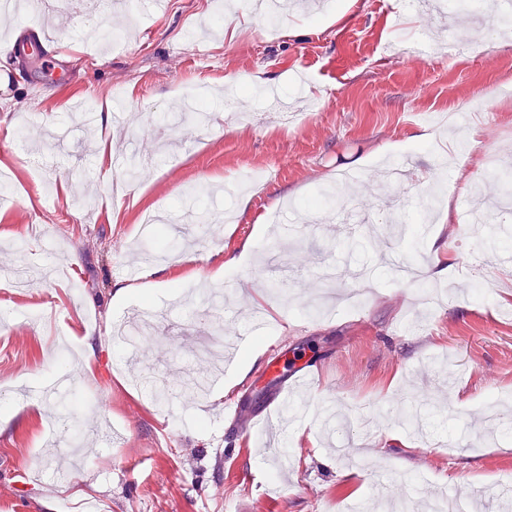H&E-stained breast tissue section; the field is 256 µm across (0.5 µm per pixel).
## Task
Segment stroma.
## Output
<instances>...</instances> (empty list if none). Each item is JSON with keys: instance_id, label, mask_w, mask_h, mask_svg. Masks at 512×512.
<instances>
[{"instance_id": "obj_1", "label": "stroma", "mask_w": 512, "mask_h": 512, "mask_svg": "<svg viewBox=\"0 0 512 512\" xmlns=\"http://www.w3.org/2000/svg\"><path fill=\"white\" fill-rule=\"evenodd\" d=\"M167 2L132 0L119 46L104 17L0 13V33L40 25L55 40L0 67V512H410L512 476V434L496 425L512 419V264L497 262L512 235L481 221L512 199V96L498 92L512 31L409 0H321L267 25L241 0ZM422 33L431 53L407 58ZM451 40L476 56H448ZM259 74L296 99L294 118L269 111ZM79 108L125 119L103 130ZM103 140L139 157L136 177L104 179ZM452 143L492 151L501 174L451 197L449 229L423 210L451 177ZM190 195L220 222L196 224ZM150 212L177 244L152 297L115 304L124 266L151 249ZM434 237L451 256L441 277ZM255 311L265 346L287 340L313 364L307 404L342 415V432L312 421L273 444L225 426L194 387L211 368L167 324L232 336ZM263 368L227 394L251 416L279 389ZM64 377L69 407L37 411L39 385Z\"/></svg>"}]
</instances>
